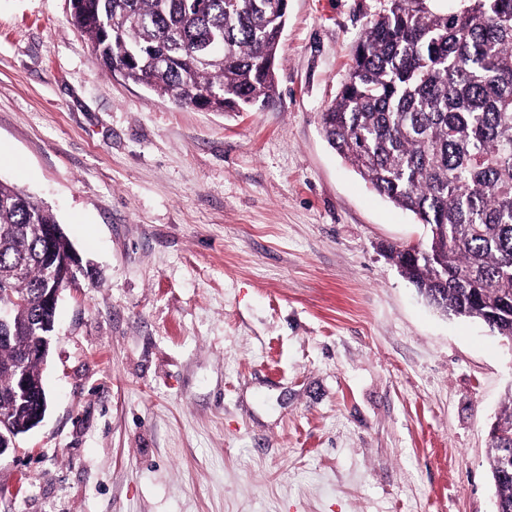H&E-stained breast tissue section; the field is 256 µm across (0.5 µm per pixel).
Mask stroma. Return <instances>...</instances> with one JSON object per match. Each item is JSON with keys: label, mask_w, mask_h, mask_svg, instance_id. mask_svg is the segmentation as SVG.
I'll use <instances>...</instances> for the list:
<instances>
[{"label": "stroma", "mask_w": 512, "mask_h": 512, "mask_svg": "<svg viewBox=\"0 0 512 512\" xmlns=\"http://www.w3.org/2000/svg\"><path fill=\"white\" fill-rule=\"evenodd\" d=\"M388 0H289L274 103L100 68L68 0H0V178L86 265L0 512H493L512 351L385 257L427 241L325 139Z\"/></svg>", "instance_id": "obj_1"}]
</instances>
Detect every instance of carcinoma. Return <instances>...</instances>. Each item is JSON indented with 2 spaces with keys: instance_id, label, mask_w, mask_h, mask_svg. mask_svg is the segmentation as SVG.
<instances>
[{
  "instance_id": "obj_1",
  "label": "carcinoma",
  "mask_w": 512,
  "mask_h": 512,
  "mask_svg": "<svg viewBox=\"0 0 512 512\" xmlns=\"http://www.w3.org/2000/svg\"><path fill=\"white\" fill-rule=\"evenodd\" d=\"M428 0H389L355 45L336 98L321 113L330 146L396 207L429 227L422 251L387 257L438 311L512 336V0H468L433 11ZM72 22L107 71L179 106L243 112L275 95L283 0H69ZM214 42L209 60L196 48ZM49 208L0 180V305L11 338L0 341V395L8 369L52 321L43 226ZM24 299L11 303L10 297ZM26 397L0 403L19 437L45 392L41 363L27 367ZM497 499L512 512V475Z\"/></svg>"
}]
</instances>
